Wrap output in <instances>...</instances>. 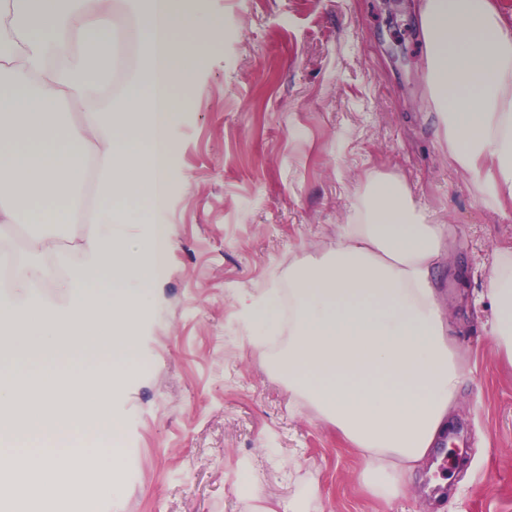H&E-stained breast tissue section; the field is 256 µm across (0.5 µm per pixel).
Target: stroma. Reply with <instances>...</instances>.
<instances>
[{"label": "stroma", "instance_id": "obj_1", "mask_svg": "<svg viewBox=\"0 0 512 512\" xmlns=\"http://www.w3.org/2000/svg\"><path fill=\"white\" fill-rule=\"evenodd\" d=\"M418 0H201L223 33L205 56H187L191 103L173 122V175L163 212L140 210L126 238L166 225L168 273L143 285L136 321L138 375L111 403L123 456L95 445L113 469L79 494L54 486L45 512H256L295 499L304 512H512V364L489 345V313L473 304L495 249L512 246V213L481 199L437 135L429 103ZM112 96L146 49L136 17ZM396 175L432 223L455 234L440 300L465 374L450 415L448 494H430L421 471L396 499L373 496L358 451L276 380L242 323L236 298L283 287L288 260L320 252L349 223L355 185ZM95 225L22 236L0 226V259L39 252L70 273Z\"/></svg>", "mask_w": 512, "mask_h": 512}]
</instances>
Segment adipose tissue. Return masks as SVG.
Masks as SVG:
<instances>
[{
  "mask_svg": "<svg viewBox=\"0 0 512 512\" xmlns=\"http://www.w3.org/2000/svg\"><path fill=\"white\" fill-rule=\"evenodd\" d=\"M147 43L141 68L118 102L101 101L104 78L124 41L113 0H5L0 26V222L69 224L72 190L88 158L99 162L98 230L82 244L83 263L66 282L68 308L52 311L31 285L38 255L0 289V512H31L45 487L92 475L112 482L83 441L88 428H122L110 418L120 372L139 346L133 316L138 284L166 273L170 241L151 225L128 243L119 205L163 211L172 176L170 126L186 100L177 62L205 53L219 28L188 25L187 0H137ZM426 83L438 135L484 202L512 211V23L498 0H422ZM65 111L83 112L64 124ZM454 236L429 223L397 178L368 176L352 223L338 225L324 253L288 266L283 289L238 303L246 329L287 324L282 347L267 352L275 376L357 448L371 492L398 496L448 434L464 364L450 344L438 286ZM107 280L108 295L91 291ZM476 305L491 313V346L512 359V249H498ZM108 357L111 368L63 375L74 356ZM65 385L67 401L14 410L27 392Z\"/></svg>",
  "mask_w": 512,
  "mask_h": 512,
  "instance_id": "1",
  "label": "adipose tissue"
}]
</instances>
